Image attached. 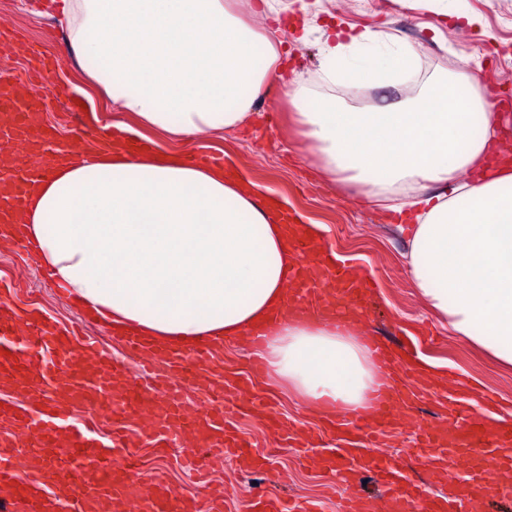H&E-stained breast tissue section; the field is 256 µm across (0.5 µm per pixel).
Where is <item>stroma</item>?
<instances>
[{"instance_id":"35a3bbf8","label":"stroma","mask_w":512,"mask_h":512,"mask_svg":"<svg viewBox=\"0 0 512 512\" xmlns=\"http://www.w3.org/2000/svg\"><path fill=\"white\" fill-rule=\"evenodd\" d=\"M449 11L463 10L478 17L469 26L449 19L441 32H433L436 16L426 0H283L280 16L283 30L293 22L309 19L312 25L330 22L350 36L371 30L396 37L421 55L419 81L425 82L465 67L479 69L484 92L502 97L512 95V0H447ZM0 29L15 32L29 43L57 59L58 65L32 87L44 102L43 120L58 131L59 145L73 142L76 123L61 90L78 93L89 114L88 125L104 128L118 120L107 100L85 82L82 68L70 58L63 33L54 16L52 0H0ZM291 107L280 81H272L259 104V112L249 125L224 136L190 145L145 130L141 136L165 152H214L223 154L248 181L273 190L298 220L323 224L325 247L337 252L351 266L370 271L375 295L370 303L367 330L392 342H401L402 330H410L413 356L446 365L466 373L477 382L484 396L493 398V413L509 416L512 407V372L501 370L467 342L449 336L423 308L407 272V234L397 229L396 217L378 209L350 184L331 181L319 165L299 158L291 144L296 128ZM12 286L5 301L20 310L40 311L62 324L83 322L53 282L26 251L15 245L0 247V284ZM254 398L272 404L314 439L312 445L278 448L274 456L257 470H243L230 459L215 469L227 492L225 512H254L252 503L262 492L279 496L289 504L317 502L319 512H338L350 489L322 472L315 460L328 447L358 443L357 435L324 428L319 417L306 412L298 398L286 387L255 378ZM438 410L430 400L419 402L416 419L396 427L376 452L400 459L407 480L430 492L441 490L413 447L420 421L434 422ZM181 447L136 452L138 477L143 483L161 480L185 495L200 496L204 486L180 466Z\"/></svg>"}]
</instances>
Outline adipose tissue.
<instances>
[{"instance_id": "ef3b65f1", "label": "adipose tissue", "mask_w": 512, "mask_h": 512, "mask_svg": "<svg viewBox=\"0 0 512 512\" xmlns=\"http://www.w3.org/2000/svg\"><path fill=\"white\" fill-rule=\"evenodd\" d=\"M282 9L261 0L250 24L232 0H62L58 23L74 61L94 60L87 81L113 111L203 141L255 115L286 44L265 21ZM321 39L332 84H395L418 67L414 48L378 33L346 42L327 26ZM286 96L300 152L408 217L407 270L425 307L512 369V117L466 69L385 106L319 97L301 77ZM260 195L174 154L88 148L31 186L22 229L58 286L107 323L185 349L261 327L270 383L316 414L363 405L382 372L359 330L288 317L264 327L295 260Z\"/></svg>"}]
</instances>
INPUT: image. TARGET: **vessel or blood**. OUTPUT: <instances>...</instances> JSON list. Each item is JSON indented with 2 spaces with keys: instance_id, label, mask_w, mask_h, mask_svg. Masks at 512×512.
Listing matches in <instances>:
<instances>
[{
  "instance_id": "obj_1",
  "label": "vessel or blood",
  "mask_w": 512,
  "mask_h": 512,
  "mask_svg": "<svg viewBox=\"0 0 512 512\" xmlns=\"http://www.w3.org/2000/svg\"><path fill=\"white\" fill-rule=\"evenodd\" d=\"M42 106L29 83L0 76V225L17 223L29 181L53 174L44 149L56 131L34 120ZM294 279L302 295L290 311L298 318L342 328L350 323L342 303L368 310L370 282L337 271L333 263L300 265ZM119 338L143 353L140 377L130 376L124 360L80 326L24 316L0 302V389L8 393L0 400V512H103L108 503L114 512H222L223 486L207 488L199 500L163 482L147 486L134 479V450L148 443L164 448L190 441L248 469L266 463L269 450L253 449L228 421L237 404L224 394L223 374L210 375L207 406L193 413L186 409L188 384L217 358L208 342L185 351L147 344L132 330ZM371 349L385 381L369 408L353 413L350 421L375 444L410 416L431 387L409 382L411 365L403 352L380 340L372 341ZM143 377L150 388L141 387ZM107 394L115 429L105 441L79 426L74 414L98 406ZM253 409L274 428L277 445L300 440V432L272 405L259 402ZM488 419L485 413L463 416L454 409L447 423L423 428L419 455L432 473L460 474L441 495L405 483L399 466L363 448H337L318 463L346 480L377 474L389 512H456L461 504L467 512H482L489 480L512 471V424L492 425Z\"/></svg>"
}]
</instances>
